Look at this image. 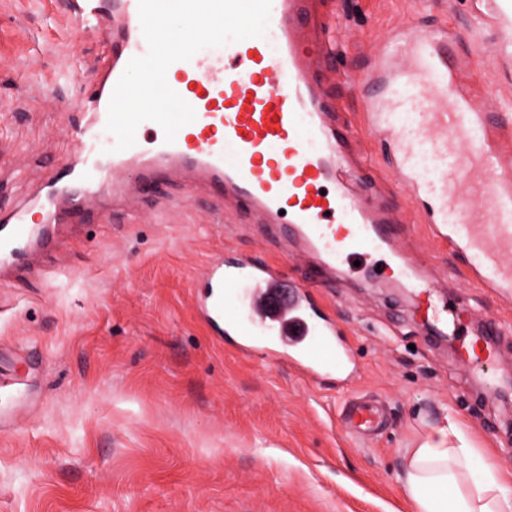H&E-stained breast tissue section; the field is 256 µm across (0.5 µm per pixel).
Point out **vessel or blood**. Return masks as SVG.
Here are the masks:
<instances>
[{
  "mask_svg": "<svg viewBox=\"0 0 512 512\" xmlns=\"http://www.w3.org/2000/svg\"><path fill=\"white\" fill-rule=\"evenodd\" d=\"M306 0H272L263 37L197 53L167 70L168 85L196 114L174 142L155 122H142L136 143L115 151L105 127L114 88L129 60L147 52L138 0H77L74 31L107 39L110 51L91 92L78 104L83 119L74 134L76 162L58 168L37 214L21 208L0 217V266L26 268L30 248L58 223L62 210L78 215L95 206L97 186H131L142 195L177 177L204 180L217 206L255 211L289 231L317 256L304 278L283 267L239 254L206 265L199 316L232 336L238 351L287 363L310 382L358 374L345 331L320 299L332 265L369 264L390 253L397 275H417L416 258L396 244L389 211L369 204L342 177L343 148L359 131L332 123L325 96L310 77L299 34ZM486 24L500 34L494 56L512 54V0H495ZM448 31L407 30L378 53L376 77L363 95L373 130L392 138L394 162L424 206L431 236L461 254L472 279L512 298V171L502 161L492 110L474 106L461 91L458 67L448 62ZM437 335L448 337L462 361L482 371L498 360L489 338L494 320L476 334L446 288L419 283ZM348 431L378 434L383 414L356 398L341 413Z\"/></svg>",
  "mask_w": 512,
  "mask_h": 512,
  "instance_id": "obj_1",
  "label": "vessel or blood"
}]
</instances>
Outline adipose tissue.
Here are the masks:
<instances>
[{
    "label": "adipose tissue",
    "instance_id": "1",
    "mask_svg": "<svg viewBox=\"0 0 512 512\" xmlns=\"http://www.w3.org/2000/svg\"><path fill=\"white\" fill-rule=\"evenodd\" d=\"M400 481L412 512H512V462L484 458L453 419L407 450Z\"/></svg>",
    "mask_w": 512,
    "mask_h": 512
}]
</instances>
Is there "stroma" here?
<instances>
[{"instance_id": "obj_1", "label": "stroma", "mask_w": 512, "mask_h": 512, "mask_svg": "<svg viewBox=\"0 0 512 512\" xmlns=\"http://www.w3.org/2000/svg\"><path fill=\"white\" fill-rule=\"evenodd\" d=\"M492 0H317L333 28L331 66L313 69L365 159L384 169L380 203L425 275L447 284L467 318L498 319L503 361L478 375L426 325L425 299L398 279L346 276L326 295L359 365L352 382L305 381L285 364L235 351L198 316L196 280L235 250L288 262L293 237L269 239L253 214L224 211L198 183L174 180L136 201L101 193L82 222L52 229L30 269H0V512H408L406 449L451 415L472 447L512 460V311L470 279L462 258L427 240L418 203L392 166L394 144L364 125L361 95L384 41L407 23L448 27L456 63L498 110L512 153V57L496 58ZM96 34L74 32L67 0H0V214L35 200L70 161L80 92L103 64ZM355 393L386 402L388 428L360 444L338 426Z\"/></svg>"}]
</instances>
